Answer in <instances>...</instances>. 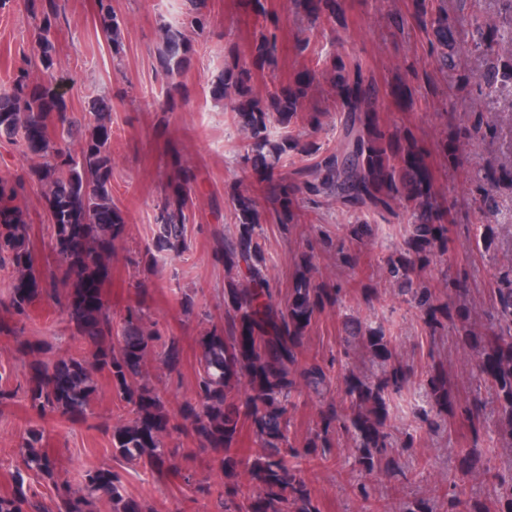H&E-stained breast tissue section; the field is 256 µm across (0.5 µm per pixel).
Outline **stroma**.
Masks as SVG:
<instances>
[{"label": "stroma", "instance_id": "35a3bbf8", "mask_svg": "<svg viewBox=\"0 0 512 512\" xmlns=\"http://www.w3.org/2000/svg\"><path fill=\"white\" fill-rule=\"evenodd\" d=\"M206 27L192 37L189 66L176 78H168L158 63L159 31L166 25H187L185 0H111L121 26V47L113 49L99 20V0H62V18L55 33L56 86L68 111L81 115L88 100L104 96L112 102V198L124 214L126 231L116 241L111 276L103 288L113 318H121L127 305L143 299L163 337L178 340L183 359L179 371L168 372L157 357L145 367L149 382L169 409H178L193 399L199 339L208 328L224 320V264L216 246L232 234L235 221L224 197L230 188L252 195L266 207L265 185L244 170L239 157L246 140L233 114L223 101L211 95V82L222 70L229 51L245 50L262 27L276 31L279 50L275 61L254 70L252 85L264 92L274 83H286L299 72L323 69L316 55L301 53L302 38L330 53H347L359 58L369 75L385 89L379 102L383 122L410 127L429 152L439 190L446 195L454 218L452 240L442 266L465 267L468 277L464 300L471 318L486 324L496 286L498 266L512 262V135L477 138L458 148L459 164L449 165L439 145L450 127L448 113L468 118L482 111L485 123L501 125L503 115L495 104L480 99L474 83L465 82L435 69L427 54L426 32L406 22L396 26L397 17L410 16L412 0H347L346 22H321L308 30L295 0H263L265 13L256 16L250 0H201ZM35 21L28 0H8L0 8V85L7 83L22 56L33 50ZM429 72L432 94H418L414 105L400 102L396 86L411 81L413 72ZM178 83L182 94L168 104L167 89ZM312 108L323 114L322 126L312 130L304 120L292 125L294 135L316 141L322 148L336 146L339 112L328 81L312 93ZM31 155L7 139H0V176L22 183L19 203L27 214L35 257L43 270L53 266L50 219L43 191L29 178ZM496 169L500 178L495 192L499 203L496 237L484 247L478 230L482 219L476 211L478 172ZM194 177L193 202L186 226V247L145 268L141 257L156 233L154 216L168 186L183 173ZM349 216L334 203L300 199L297 219L288 234L276 225L264 227L262 244L269 275L279 300H286L298 258L311 237V226L328 230L332 244L319 247V278L342 288L340 306L326 309L304 341L301 366L320 364L338 372L347 366L367 375L379 373L361 346L347 347L345 322L359 319L372 328H383L391 340L393 360L408 372L407 384L393 403L387 421L395 440L391 458L409 475L397 480L384 469L368 478L371 497L362 500L356 490L359 473L352 465V448L339 436L329 459H303L302 475L318 501L321 512H401L404 505L425 504L429 512H448V491L453 481L463 480L466 497L495 512L498 500L512 477V437L495 429V396L487 385L472 377L478 348L465 346L455 336L436 341L425 337L419 314L407 296L389 286L384 273L385 258L402 241L405 226L391 214L370 216L372 238L357 246L358 259L342 265L338 244L345 238L341 227ZM192 298V313L182 308ZM39 339L53 357L81 353L82 346L57 307L43 299L33 304L24 332L0 333V375L9 385L24 380L22 343ZM440 358L448 367V379L459 398L480 396L492 429L486 439L488 451L467 476L459 474V458L470 446L467 424L461 418L426 428L419 419L425 397L428 366ZM88 420L74 421L57 414L36 417L24 395L0 406V495H8L17 480H24L37 500L50 503L52 485L24 468L20 443L33 428L43 433V450L56 462L59 478L79 484L84 472L94 467H112L122 476L123 493L153 507L154 512H208L207 501L192 494L188 483L220 485L224 476L212 454L199 451L183 429H173L166 445L176 454L178 471L158 476L116 457L112 451L113 429L123 425L127 413L112 390L107 375L95 377ZM325 403L315 395L302 396L290 411V441L304 448L313 434ZM414 434L413 447H406L407 434Z\"/></svg>", "mask_w": 512, "mask_h": 512}]
</instances>
